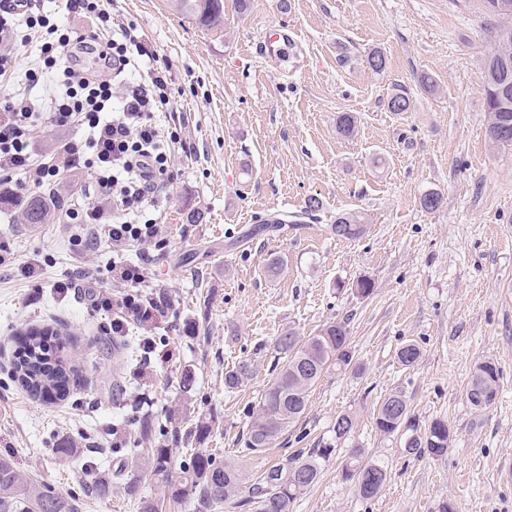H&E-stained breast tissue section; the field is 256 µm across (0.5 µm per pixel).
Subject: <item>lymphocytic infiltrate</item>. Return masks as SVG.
Masks as SVG:
<instances>
[{"label":"lymphocytic infiltrate","instance_id":"1","mask_svg":"<svg viewBox=\"0 0 512 512\" xmlns=\"http://www.w3.org/2000/svg\"><path fill=\"white\" fill-rule=\"evenodd\" d=\"M62 9L93 20L91 33L50 17L37 0L0 11V196L15 199L19 188L51 193L66 172H85L96 200L68 203L65 218L75 227L74 245L112 248L110 271L122 293L95 287L94 270L81 278L91 285L93 310L113 312L118 334L127 317L149 322L171 307L145 292L144 265L122 253L133 243L162 248L165 227L146 212L173 185L172 157L191 156L194 146L181 134L169 65L156 50L133 27L113 28L104 0H63ZM30 46L38 63L18 71V56ZM49 125L71 136L37 154L33 144Z\"/></svg>","mask_w":512,"mask_h":512}]
</instances>
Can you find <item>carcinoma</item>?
<instances>
[{
    "instance_id": "carcinoma-1",
    "label": "carcinoma",
    "mask_w": 512,
    "mask_h": 512,
    "mask_svg": "<svg viewBox=\"0 0 512 512\" xmlns=\"http://www.w3.org/2000/svg\"><path fill=\"white\" fill-rule=\"evenodd\" d=\"M491 14L512 18V0H483ZM182 16L194 21L201 29L224 35V0H174ZM489 131H506L507 136L495 139L502 145L512 143V42L498 40L485 62L483 82ZM409 89L399 87L388 100V110L398 114L411 109ZM26 224H51L56 219L54 205L41 198H31L20 205ZM330 232L339 239H357L365 233L362 220L352 214L336 218ZM30 348L17 365L16 375L30 395L43 398L59 393L68 384V373L55 356L53 333L50 330L30 332ZM344 324L332 322L314 335L301 337L289 331L277 339L281 362L260 400L250 411L247 433L243 435L246 450L260 454L298 420L308 405L310 394L330 369L345 370L352 364ZM420 355L419 347L406 342L397 351L401 365L411 366ZM254 374V363L245 359L224 372V390L232 392ZM500 371L491 361L475 365L466 396L470 404L483 409L494 401ZM373 423L383 435H393L401 429L413 434L405 440V451L416 456L441 457L447 451L448 423L434 419L423 433L411 423L409 403L405 395L395 391L386 395L373 413ZM332 448L301 449L292 456L287 467L272 466L264 470L253 483L239 465L219 460L211 454L196 452L189 461L180 463L182 491L195 495L197 512H214L231 502L253 512H291L299 495L318 480L322 464L331 457ZM146 467L162 483H169L173 469L172 449L153 448L151 456L125 462L124 469L134 471ZM344 481L353 485L359 498L374 499L387 480V466L368 459L360 448L350 450L341 469ZM0 512H75L72 501L41 489L27 475L14 469L6 458H0Z\"/></svg>"
}]
</instances>
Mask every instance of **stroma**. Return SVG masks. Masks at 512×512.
<instances>
[{
    "label": "stroma",
    "mask_w": 512,
    "mask_h": 512,
    "mask_svg": "<svg viewBox=\"0 0 512 512\" xmlns=\"http://www.w3.org/2000/svg\"><path fill=\"white\" fill-rule=\"evenodd\" d=\"M115 19L136 26L170 66L183 133L195 146L176 157L177 179L151 217L169 227L162 249L135 245L148 284L174 310L113 335L110 314L92 312L83 288L55 291L82 267L110 284L107 245L73 246L67 224H24L18 207L0 206V241L18 263L0 267V457L40 487L75 499L78 512H140L161 496L163 512H196L193 497L166 496L151 472L128 494L127 457L171 448L185 461L205 450L248 473L287 464L300 448H329L315 486L293 512H512V145L489 136L481 90L484 62L504 21L481 0H224V33L199 28L172 0H116ZM287 26L288 61L262 55V31ZM381 51L383 72L367 55ZM434 82L421 89V76ZM410 111L387 102L397 86ZM356 119L354 136L336 129ZM442 202L429 211L423 197ZM319 198L317 217L266 232L278 213L299 214ZM363 217L365 234L333 237L336 216ZM281 261L277 276L263 267ZM40 276L32 281L24 264ZM366 278L370 295L352 284ZM347 327L353 366L328 371L307 409L262 454L238 437L271 377L275 341L286 331L310 336L322 325ZM49 327L71 368L67 397L37 399L11 377L31 329ZM153 341L145 355L143 337ZM420 348L401 365L403 342ZM252 359L251 380L228 393L224 369ZM500 370L494 402L474 409L466 386L477 361ZM402 391L413 422L447 420V454L405 452V437L380 435L372 412ZM352 414L336 439L337 416ZM215 418L204 440L190 438L194 416ZM94 449L112 492H87L82 458L61 444ZM385 462L388 479L370 501L341 478L350 449Z\"/></svg>",
    "instance_id": "1"
}]
</instances>
